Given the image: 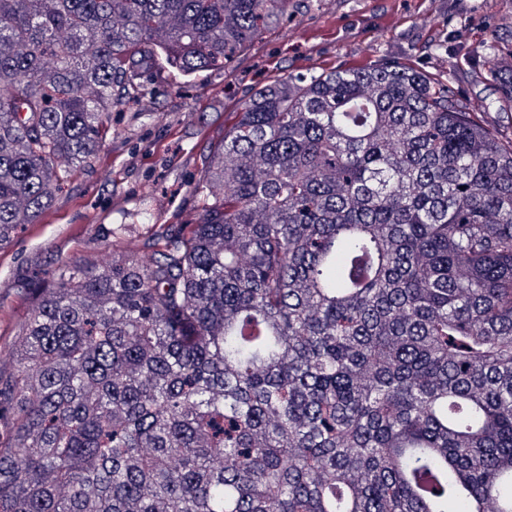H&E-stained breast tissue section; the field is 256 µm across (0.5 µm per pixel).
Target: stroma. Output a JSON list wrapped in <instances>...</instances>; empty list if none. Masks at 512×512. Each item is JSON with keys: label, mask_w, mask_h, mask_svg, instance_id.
<instances>
[{"label": "stroma", "mask_w": 512, "mask_h": 512, "mask_svg": "<svg viewBox=\"0 0 512 512\" xmlns=\"http://www.w3.org/2000/svg\"><path fill=\"white\" fill-rule=\"evenodd\" d=\"M510 15L512 0H317L314 9H293L288 23L226 69L188 81L154 71L149 94L113 113L116 134L92 165L74 175L36 224L0 246V375L18 372L10 339L21 332L37 287L77 261L106 267L118 250L149 254L153 233L193 221L197 199L189 183L251 87L315 62L349 67L394 57L444 72L481 119L500 93L465 60L487 54ZM119 224L128 232L116 238Z\"/></svg>", "instance_id": "obj_1"}]
</instances>
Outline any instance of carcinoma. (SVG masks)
<instances>
[{
    "instance_id": "1",
    "label": "carcinoma",
    "mask_w": 512,
    "mask_h": 512,
    "mask_svg": "<svg viewBox=\"0 0 512 512\" xmlns=\"http://www.w3.org/2000/svg\"><path fill=\"white\" fill-rule=\"evenodd\" d=\"M291 0H0V245ZM512 102V48L478 65ZM148 257L42 288L0 512H512V139L396 58L253 89Z\"/></svg>"
}]
</instances>
